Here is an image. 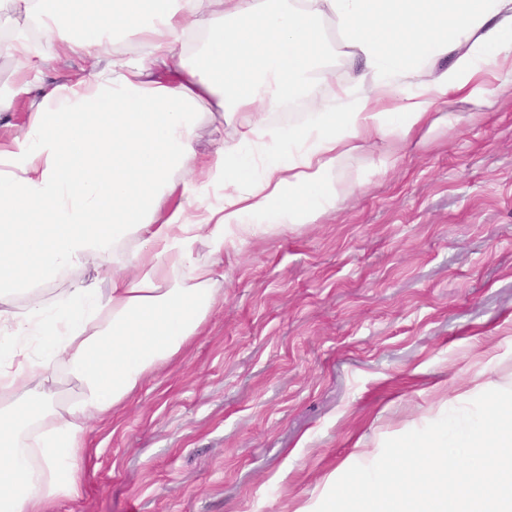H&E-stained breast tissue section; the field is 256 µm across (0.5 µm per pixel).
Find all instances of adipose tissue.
I'll use <instances>...</instances> for the list:
<instances>
[{"label":"adipose tissue","instance_id":"ef3b65f1","mask_svg":"<svg viewBox=\"0 0 512 512\" xmlns=\"http://www.w3.org/2000/svg\"><path fill=\"white\" fill-rule=\"evenodd\" d=\"M44 30L0 41L19 79L0 115L38 91L26 126L0 142V512H52L82 491L93 423L111 417L197 336L217 299L225 245L270 225L310 224L350 193L338 173L372 145L433 129L455 93L485 103L505 77L512 0H8ZM332 20L360 66L353 88L316 100L307 123L270 120L315 81ZM143 50L99 67L116 39ZM89 62L45 85L50 53ZM452 56L445 69L431 60ZM412 92L397 99L398 86ZM235 120L200 156L204 108ZM96 261L107 285L56 307L14 305ZM77 383L53 391L60 373Z\"/></svg>","mask_w":512,"mask_h":512}]
</instances>
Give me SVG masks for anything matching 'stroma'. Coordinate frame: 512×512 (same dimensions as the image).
Here are the masks:
<instances>
[{
	"label": "stroma",
	"instance_id": "stroma-1",
	"mask_svg": "<svg viewBox=\"0 0 512 512\" xmlns=\"http://www.w3.org/2000/svg\"><path fill=\"white\" fill-rule=\"evenodd\" d=\"M436 112L387 172L346 159L335 213L225 249L203 331L94 426L56 512H300L512 381V87Z\"/></svg>",
	"mask_w": 512,
	"mask_h": 512
}]
</instances>
